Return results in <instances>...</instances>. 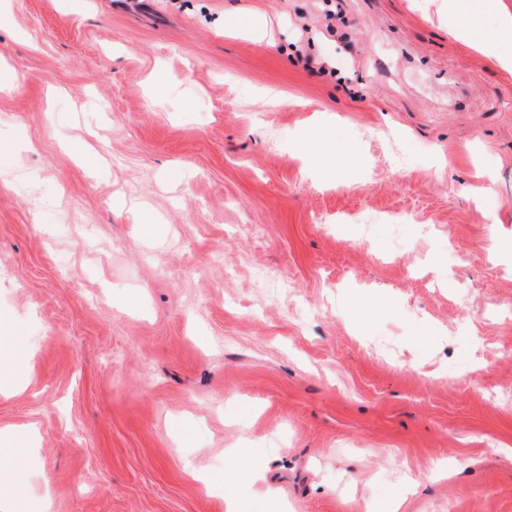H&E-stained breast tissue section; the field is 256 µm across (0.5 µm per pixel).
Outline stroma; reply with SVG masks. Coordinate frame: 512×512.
<instances>
[{
    "label": "stroma",
    "mask_w": 512,
    "mask_h": 512,
    "mask_svg": "<svg viewBox=\"0 0 512 512\" xmlns=\"http://www.w3.org/2000/svg\"><path fill=\"white\" fill-rule=\"evenodd\" d=\"M1 68L34 504L512 512V75L442 0H0Z\"/></svg>",
    "instance_id": "stroma-1"
}]
</instances>
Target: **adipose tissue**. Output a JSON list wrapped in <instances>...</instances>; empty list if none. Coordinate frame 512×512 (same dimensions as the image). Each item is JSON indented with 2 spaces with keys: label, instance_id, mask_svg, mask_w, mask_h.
Here are the masks:
<instances>
[{
  "label": "adipose tissue",
  "instance_id": "adipose-tissue-1",
  "mask_svg": "<svg viewBox=\"0 0 512 512\" xmlns=\"http://www.w3.org/2000/svg\"><path fill=\"white\" fill-rule=\"evenodd\" d=\"M468 7L478 13L497 14L500 18L498 29L485 31L459 24L458 15ZM447 11L450 35L480 54L493 58L501 69L512 73V52L500 49L502 38L512 35V13L505 10L500 0H448ZM22 483L17 457L0 450V512H23Z\"/></svg>",
  "mask_w": 512,
  "mask_h": 512
}]
</instances>
